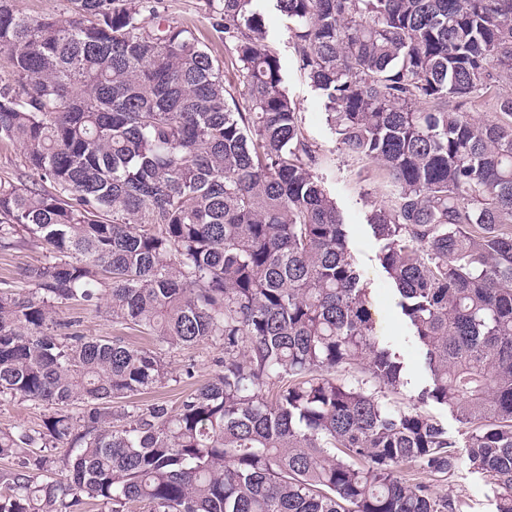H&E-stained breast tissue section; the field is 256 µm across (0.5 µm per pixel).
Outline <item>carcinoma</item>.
Returning a JSON list of instances; mask_svg holds the SVG:
<instances>
[{"mask_svg": "<svg viewBox=\"0 0 512 512\" xmlns=\"http://www.w3.org/2000/svg\"><path fill=\"white\" fill-rule=\"evenodd\" d=\"M255 2L207 0L232 85L147 3L70 0L60 24L0 0V140L56 185L0 181V247L49 253L0 286V398L49 410L0 428V512H463L430 400L512 512V0H276L343 149L391 187L369 221L429 373L405 409ZM103 275L113 322L219 341L221 369L174 408L132 401L160 356L57 334Z\"/></svg>", "mask_w": 512, "mask_h": 512, "instance_id": "cac0c4a2", "label": "carcinoma"}]
</instances>
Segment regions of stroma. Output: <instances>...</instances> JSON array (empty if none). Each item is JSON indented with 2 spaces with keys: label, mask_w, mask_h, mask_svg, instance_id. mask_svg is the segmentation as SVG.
Instances as JSON below:
<instances>
[{
  "label": "stroma",
  "mask_w": 512,
  "mask_h": 512,
  "mask_svg": "<svg viewBox=\"0 0 512 512\" xmlns=\"http://www.w3.org/2000/svg\"><path fill=\"white\" fill-rule=\"evenodd\" d=\"M260 6L268 27V41L286 62L285 86L298 112L303 132L318 157L316 172L346 224L350 254L363 273L377 334L384 345L399 354L404 364L406 383L396 399L401 405H408L427 384L428 374L421 350L396 305L394 286L381 266L382 242L367 222L374 209L389 203L390 190L373 164L351 157L342 149L328 120L322 96L296 64V51L288 40V21L277 9L276 0H261ZM159 13L169 22L191 28L219 61L225 79L233 78L232 56L211 28L206 0H161ZM0 179L44 190L50 187L49 182L41 180L27 166L23 148L11 141H0ZM47 261V250L38 242L18 249H0V282L17 281L23 269L42 267ZM56 317L75 322L77 330L84 335L103 339L121 336L131 344L153 350L164 359L169 366L168 378L138 396L136 402L140 405L161 399L170 406H177L183 393L197 388L215 374L224 357L222 347L211 341L168 349L154 337L113 323L103 304H69L59 308ZM426 409L446 429L458 458L455 471L440 482V492L462 498L464 512H495L489 477L473 470L468 461V428L442 406L430 403Z\"/></svg>",
  "instance_id": "stroma-1"
}]
</instances>
